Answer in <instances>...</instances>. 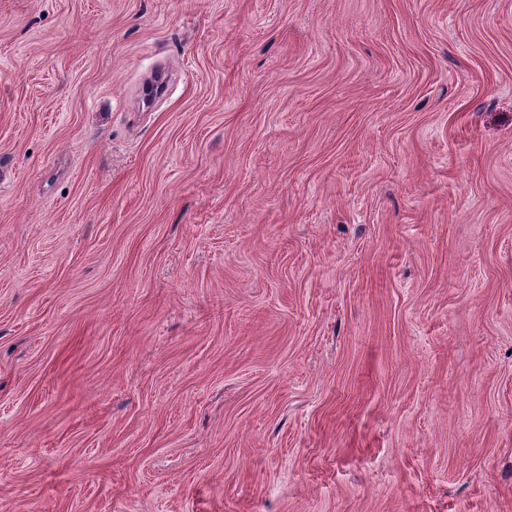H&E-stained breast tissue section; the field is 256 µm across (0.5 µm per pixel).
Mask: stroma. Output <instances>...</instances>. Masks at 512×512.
<instances>
[{"label": "stroma", "instance_id": "1", "mask_svg": "<svg viewBox=\"0 0 512 512\" xmlns=\"http://www.w3.org/2000/svg\"><path fill=\"white\" fill-rule=\"evenodd\" d=\"M0 512H512V0H0Z\"/></svg>", "mask_w": 512, "mask_h": 512}]
</instances>
